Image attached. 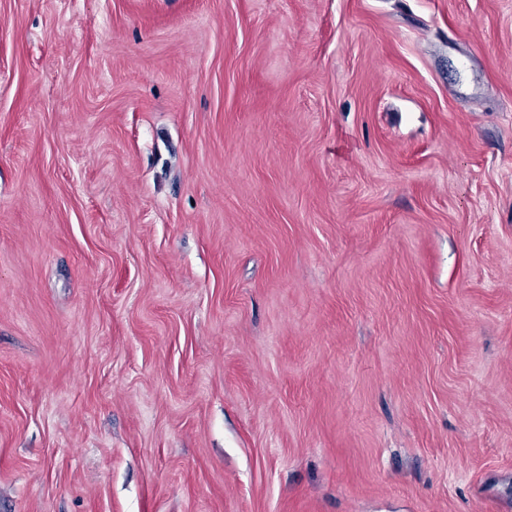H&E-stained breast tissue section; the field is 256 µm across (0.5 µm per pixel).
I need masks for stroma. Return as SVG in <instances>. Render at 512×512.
Instances as JSON below:
<instances>
[{
    "label": "stroma",
    "instance_id": "stroma-1",
    "mask_svg": "<svg viewBox=\"0 0 512 512\" xmlns=\"http://www.w3.org/2000/svg\"><path fill=\"white\" fill-rule=\"evenodd\" d=\"M0 512H512V0H0Z\"/></svg>",
    "mask_w": 512,
    "mask_h": 512
}]
</instances>
